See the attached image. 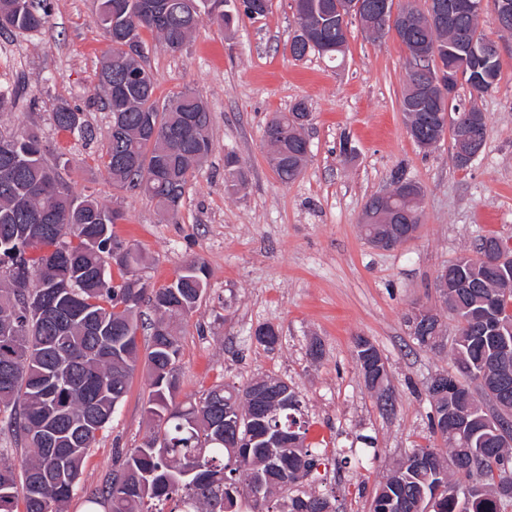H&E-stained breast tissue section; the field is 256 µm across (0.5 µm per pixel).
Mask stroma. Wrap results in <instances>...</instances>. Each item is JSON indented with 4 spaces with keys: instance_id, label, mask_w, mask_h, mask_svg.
<instances>
[{
    "instance_id": "stroma-1",
    "label": "stroma",
    "mask_w": 512,
    "mask_h": 512,
    "mask_svg": "<svg viewBox=\"0 0 512 512\" xmlns=\"http://www.w3.org/2000/svg\"><path fill=\"white\" fill-rule=\"evenodd\" d=\"M95 5L53 0L40 31H0V90L21 92L0 112V131L36 130L50 147L48 161L68 159L76 193L125 213L113 231L141 254L149 288L167 286L192 258L206 263L205 298L179 324V400L259 376L286 380L305 405L306 442L322 453L304 490L335 497L337 512H370L378 484L406 453L446 449L429 425L426 387L435 374L453 371V357L447 348L419 347L408 316L425 307L445 313L436 276L472 252L479 236L512 243V35L483 26L500 47L498 89L478 99L468 87L458 90V102L477 104L488 119L480 153L461 168L451 137L427 152L410 138L400 108L407 52L395 37L371 39L354 26L344 59L294 60L293 0H270L264 16L228 27L203 22L177 52L142 31L157 97L192 87L213 117L212 152L167 222L153 201L113 186L105 171L111 114L93 93L109 39ZM299 100L312 113L310 156L302 175L284 184L266 159L263 131L274 113ZM62 101L83 109L89 134L55 126ZM229 154L246 173L231 191L224 186ZM398 176L423 188L419 232L378 249L361 232L363 205ZM265 324L279 331L275 348L254 338ZM360 336L387 364L392 411L381 410L356 364ZM315 344L321 357L310 353ZM147 395L146 374L137 371L85 460L67 512H87V494L120 468L116 449L138 447L153 434Z\"/></svg>"
}]
</instances>
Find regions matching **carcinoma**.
I'll list each match as a JSON object with an SVG mask.
<instances>
[{
	"instance_id": "carcinoma-1",
	"label": "carcinoma",
	"mask_w": 512,
	"mask_h": 512,
	"mask_svg": "<svg viewBox=\"0 0 512 512\" xmlns=\"http://www.w3.org/2000/svg\"><path fill=\"white\" fill-rule=\"evenodd\" d=\"M145 0H97V20L112 38L98 71L96 96L112 115L106 137L105 168L112 183L137 190L156 202L166 220L175 217L184 188L212 151V115L203 98L186 88L161 101L156 78L146 64L142 30L157 33L163 47L176 52L208 19L226 26L240 15L262 16L268 0L244 4V13L224 10L229 0H197L189 18L183 0H163L161 20L142 11ZM297 29L336 11V0H294ZM52 0H0V29H41ZM416 17L401 39L410 56L425 46L490 44L482 19L457 16L432 25L413 3L401 7ZM321 47L292 38L297 60ZM500 61L469 62L466 85L482 96L498 88ZM309 113L305 101L275 115L264 130L272 170L287 184L304 169L300 155ZM55 125L83 133V112L67 102L53 112ZM49 148L33 131H0V427L23 441L20 467L0 464V512H16L17 488L24 491L25 512H64L77 489L82 467L97 436L112 420L130 388L139 364L149 378L144 413L156 424L154 436L124 453L120 474L92 491L91 505L103 499L110 512H336L326 496L300 489L317 466L316 449L305 445L307 421L298 393L276 412L248 400L255 382L238 388L219 385L197 401L179 402L176 369L180 345L175 324L202 302L208 281L206 264L187 261L176 287L152 291L139 275L141 255L132 248L112 254V226L125 220L96 198L77 195L62 175L61 164L46 159ZM245 181L238 159L227 156L224 183ZM391 196L371 197L364 206L361 231L368 237L395 220L421 223L423 195L418 183L397 178ZM479 243L512 258V247L488 234ZM117 267L114 281L108 268ZM468 288L448 289L457 310L455 336L414 337L435 350L451 347L455 372L450 388L431 402V429L448 447L444 457L432 448H415L379 483L372 512H509L512 509V289L483 265L466 271ZM153 312L142 320V307ZM149 331L145 349L130 344L140 327ZM366 385L382 404L392 397L388 371ZM492 402L484 411L473 392ZM241 415L238 434L224 436V415ZM457 416L463 430L448 432ZM282 490L294 491L284 505H271Z\"/></svg>"
}]
</instances>
